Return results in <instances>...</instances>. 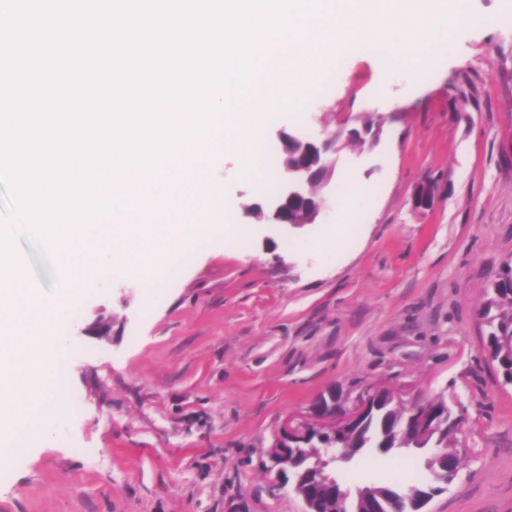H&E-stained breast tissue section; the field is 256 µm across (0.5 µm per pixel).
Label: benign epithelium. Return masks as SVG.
I'll list each match as a JSON object with an SVG mask.
<instances>
[{
	"label": "benign epithelium",
	"instance_id": "7a95c632",
	"mask_svg": "<svg viewBox=\"0 0 512 512\" xmlns=\"http://www.w3.org/2000/svg\"><path fill=\"white\" fill-rule=\"evenodd\" d=\"M296 149L299 160L285 165L286 176L281 180L278 192L265 204L267 220L270 224L308 225L317 224L331 207L333 197L321 196L314 188L329 185L335 171L336 136L323 140H305L294 135L288 136ZM438 187L434 181L420 183L412 193V204L417 210H427L437 202ZM386 399L415 408L427 396L410 395V391L394 388L382 381L366 384L344 396L342 406L331 414H322L312 405L305 412L285 418L275 433L276 447L271 449L266 465L272 475L271 488L281 491L287 487L284 476L290 457L297 453L310 432L323 426L330 419L344 424L361 419L374 404ZM348 454L346 448H328L325 453L312 460L319 480L332 484L335 482L336 463L343 461Z\"/></svg>",
	"mask_w": 512,
	"mask_h": 512
}]
</instances>
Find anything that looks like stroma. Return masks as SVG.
I'll use <instances>...</instances> for the list:
<instances>
[{"mask_svg":"<svg viewBox=\"0 0 512 512\" xmlns=\"http://www.w3.org/2000/svg\"><path fill=\"white\" fill-rule=\"evenodd\" d=\"M471 26L428 47L418 78L377 47L348 51L315 93L266 119L256 168L282 175L283 134L373 122L337 180L355 195L323 223L260 224L239 158L208 146L227 229L191 242L157 287L91 255L58 344L62 409L18 435L0 512H303L271 494L274 427L329 387L384 378L449 389L473 451L429 512H512V385L485 351V290L512 262V0H467ZM438 182L433 209L414 187ZM104 324L107 335L92 333ZM424 451L362 456L337 475H417Z\"/></svg>","mask_w":512,"mask_h":512,"instance_id":"35a3bbf8","label":"stroma"}]
</instances>
